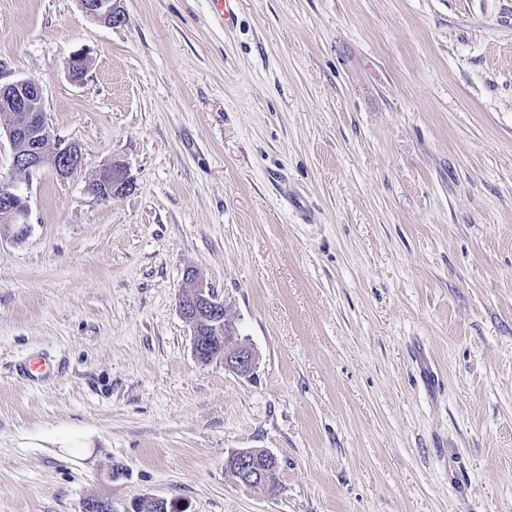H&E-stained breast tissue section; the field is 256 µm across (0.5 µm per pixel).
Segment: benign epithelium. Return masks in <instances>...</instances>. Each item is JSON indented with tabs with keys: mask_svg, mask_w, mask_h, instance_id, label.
Returning a JSON list of instances; mask_svg holds the SVG:
<instances>
[{
	"mask_svg": "<svg viewBox=\"0 0 512 512\" xmlns=\"http://www.w3.org/2000/svg\"><path fill=\"white\" fill-rule=\"evenodd\" d=\"M84 11L101 20L118 23L121 14L116 0H80ZM5 72L0 63V111L16 115L13 124L4 134L10 143L13 156V174L0 178V225L11 231L27 235L29 223L28 199L20 184L30 181L43 169L52 170L57 177L67 179L81 168L82 153L78 146L62 144L57 140L49 122H40L35 113L44 111L41 89L34 79L3 81ZM94 181L106 187L127 189L131 186L126 167L114 162L103 167ZM190 286L179 297L178 307L187 322L202 321L215 333L213 340L204 341L192 336V350L196 360L208 365L215 360L224 361V367L233 373L250 378L258 364V354L236 333L234 321L228 316L224 302L214 290L194 271L188 272ZM241 462L237 484L244 489L259 493L269 480L270 465L278 463L275 455L265 449L247 448L235 452Z\"/></svg>",
	"mask_w": 512,
	"mask_h": 512,
	"instance_id": "1",
	"label": "benign epithelium"
}]
</instances>
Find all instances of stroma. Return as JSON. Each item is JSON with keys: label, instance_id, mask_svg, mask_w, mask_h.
<instances>
[{"label": "stroma", "instance_id": "1", "mask_svg": "<svg viewBox=\"0 0 512 512\" xmlns=\"http://www.w3.org/2000/svg\"><path fill=\"white\" fill-rule=\"evenodd\" d=\"M118 5L0 0L9 79L83 153L0 235V512H512V0ZM191 269L253 378L194 358ZM84 11L95 18L118 23L121 21L120 11L115 7L116 1L112 0H80ZM96 182L103 183L107 189L112 186V192L120 188L129 189L131 186L126 167L118 162L103 167L88 185V191L96 198L102 199V196H99L100 194L95 192V187L92 186ZM241 462L240 470L238 462L232 457L227 461V467L233 477L238 476L237 484L253 493H262L269 480L271 469L269 466L275 463L278 466V459L275 455L265 449L247 448L234 452Z\"/></svg>", "mask_w": 512, "mask_h": 512}]
</instances>
